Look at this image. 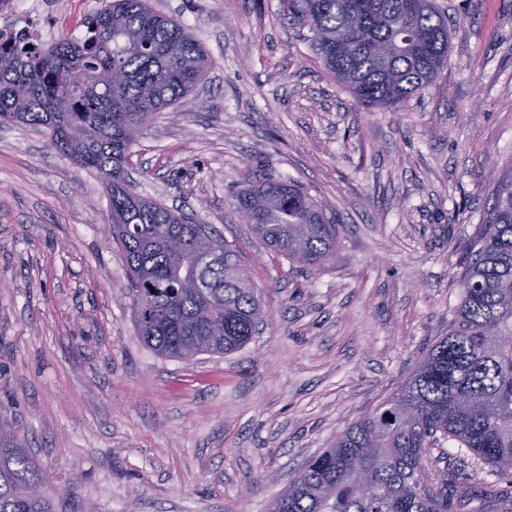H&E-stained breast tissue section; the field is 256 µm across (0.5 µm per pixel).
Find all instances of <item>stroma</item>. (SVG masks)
I'll return each instance as SVG.
<instances>
[{
  "mask_svg": "<svg viewBox=\"0 0 512 512\" xmlns=\"http://www.w3.org/2000/svg\"><path fill=\"white\" fill-rule=\"evenodd\" d=\"M436 2L448 62L391 109L358 104L279 0H153L212 66L144 129L129 172L220 233L257 286L260 330L227 355L144 345L100 179L38 129L0 126V427L58 512H266L447 333L512 179V0ZM260 173L325 206L334 258L307 269L253 236L233 195ZM433 455L458 483L512 490L448 444Z\"/></svg>",
  "mask_w": 512,
  "mask_h": 512,
  "instance_id": "obj_1",
  "label": "stroma"
}]
</instances>
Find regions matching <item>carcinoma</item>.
<instances>
[{"instance_id": "carcinoma-1", "label": "carcinoma", "mask_w": 512, "mask_h": 512, "mask_svg": "<svg viewBox=\"0 0 512 512\" xmlns=\"http://www.w3.org/2000/svg\"><path fill=\"white\" fill-rule=\"evenodd\" d=\"M280 0L289 24L356 102L396 107L447 64L448 20L434 0ZM211 59L150 0H110L84 36L46 51L0 42V125L41 129L109 198L112 238L132 287L137 332L157 354L186 359L244 347L263 321L258 289L224 237L133 191L129 151L144 125L193 91ZM102 72L117 79L94 81ZM254 236L307 268L335 257L336 224L304 188L260 175L235 195ZM462 297L406 383L330 448L305 462L268 512H451L456 495L487 500L434 469L448 440L496 474L512 472V180L502 184L471 243ZM375 493H358L361 471ZM43 476L12 429L0 430V512H56Z\"/></svg>"}]
</instances>
